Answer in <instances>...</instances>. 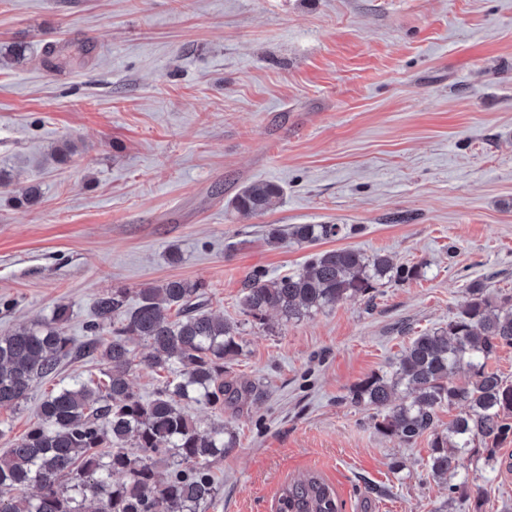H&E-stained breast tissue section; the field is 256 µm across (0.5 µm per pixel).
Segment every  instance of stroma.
Masks as SVG:
<instances>
[{
	"label": "stroma",
	"mask_w": 512,
	"mask_h": 512,
	"mask_svg": "<svg viewBox=\"0 0 512 512\" xmlns=\"http://www.w3.org/2000/svg\"><path fill=\"white\" fill-rule=\"evenodd\" d=\"M14 48L25 61L4 64ZM0 173V335L63 303L81 342L99 294L171 278L204 282V308L240 321L252 272L297 271L318 248L416 267L374 300L245 326L224 376L252 396L188 412L238 439L210 465L207 512H275L307 472L341 512L446 499L429 437L399 445L350 394L446 325L471 283L512 294V0H0ZM265 182L276 207L232 209ZM31 186L38 202L18 204ZM272 224L342 231L274 247ZM100 377L96 358H70L0 408V453L46 395ZM457 476L483 512H512V473L470 455ZM282 188L274 183L245 186L231 202L233 209L244 216L264 214L281 199Z\"/></svg>",
	"instance_id": "1"
}]
</instances>
